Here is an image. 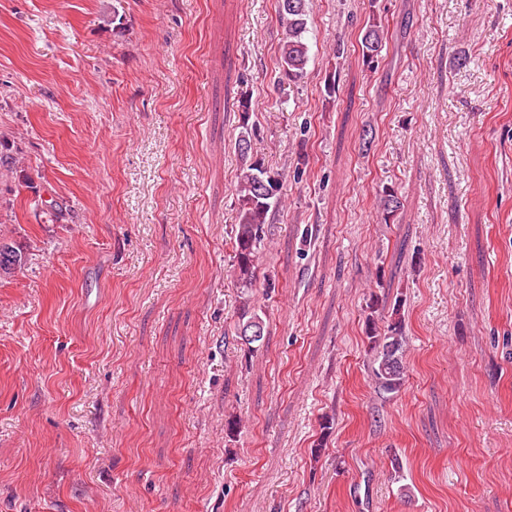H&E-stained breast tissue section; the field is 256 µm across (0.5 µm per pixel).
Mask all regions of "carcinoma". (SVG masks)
Instances as JSON below:
<instances>
[{
  "mask_svg": "<svg viewBox=\"0 0 512 512\" xmlns=\"http://www.w3.org/2000/svg\"><path fill=\"white\" fill-rule=\"evenodd\" d=\"M372 17L362 34L363 62L370 65L380 55L385 39V26L376 13L375 0H370ZM278 18L282 28L279 42V63L283 75L291 82L302 81L309 62L308 2L307 0H278ZM242 112L236 145L241 159L238 177V212L235 224L234 264L232 276L240 290L242 307L238 329L258 315V309L250 301V294L257 280V270L262 246L282 206V176L265 170L262 159L254 155L249 127L248 99L239 100ZM401 207L397 192L383 190L378 200V211L384 222H389ZM24 264L20 248L0 241V281L9 279ZM402 299L395 300L390 314L377 318L371 310L365 321L370 376L374 391L381 396L400 392L406 381L404 314Z\"/></svg>",
  "mask_w": 512,
  "mask_h": 512,
  "instance_id": "cac0c4a2",
  "label": "carcinoma"
}]
</instances>
